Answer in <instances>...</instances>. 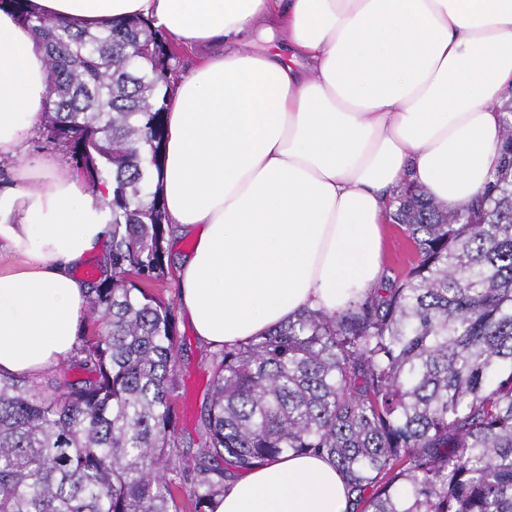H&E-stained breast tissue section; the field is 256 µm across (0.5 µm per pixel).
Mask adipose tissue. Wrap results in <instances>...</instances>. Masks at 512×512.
Instances as JSON below:
<instances>
[{
	"label": "adipose tissue",
	"instance_id": "ef3b65f1",
	"mask_svg": "<svg viewBox=\"0 0 512 512\" xmlns=\"http://www.w3.org/2000/svg\"><path fill=\"white\" fill-rule=\"evenodd\" d=\"M97 31L146 20L194 52L173 81L159 152L166 220L192 234L180 312L210 350L264 335L304 308H344L381 279L382 226L404 181L448 210L498 167L512 100V0H31ZM277 34L275 52L251 48ZM49 100L42 47L0 9V373L69 356L87 285L75 270L107 237L85 179L25 158ZM214 512H349L325 458L254 467Z\"/></svg>",
	"mask_w": 512,
	"mask_h": 512
}]
</instances>
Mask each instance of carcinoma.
<instances>
[{
    "mask_svg": "<svg viewBox=\"0 0 512 512\" xmlns=\"http://www.w3.org/2000/svg\"><path fill=\"white\" fill-rule=\"evenodd\" d=\"M8 3L40 38L44 140L107 214L68 369L0 375V512H210L242 472L325 454L351 512H512V119L484 192L453 212L404 182L388 223L414 256L336 314L303 310L211 354L194 453L177 433L171 227L142 148L158 153L177 48L130 19L99 31Z\"/></svg>",
    "mask_w": 512,
    "mask_h": 512,
    "instance_id": "1",
    "label": "carcinoma"
}]
</instances>
